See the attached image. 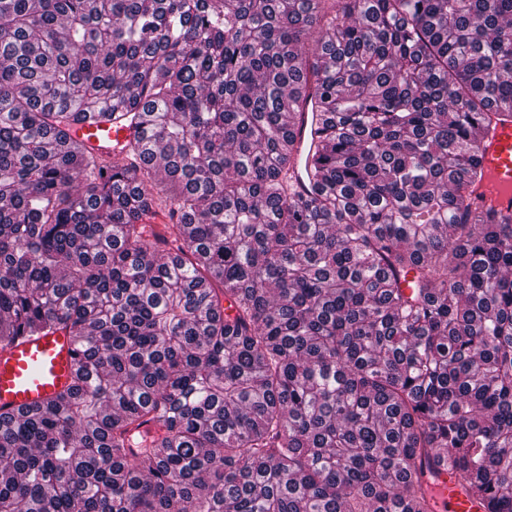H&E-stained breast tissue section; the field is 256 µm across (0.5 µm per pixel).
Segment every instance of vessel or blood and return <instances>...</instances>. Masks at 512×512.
<instances>
[{"label": "vessel or blood", "instance_id": "obj_1", "mask_svg": "<svg viewBox=\"0 0 512 512\" xmlns=\"http://www.w3.org/2000/svg\"><path fill=\"white\" fill-rule=\"evenodd\" d=\"M141 123L121 124L96 112H85L74 126V138L104 161L121 146L143 138ZM485 178L477 191L495 208L512 212V121L497 124L482 147ZM79 341L68 330L25 336L0 349V409L18 413L53 399L70 386ZM428 490L435 512H484L464 481L440 466Z\"/></svg>", "mask_w": 512, "mask_h": 512}]
</instances>
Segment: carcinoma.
Returning <instances> with one entry per match:
<instances>
[{
  "mask_svg": "<svg viewBox=\"0 0 512 512\" xmlns=\"http://www.w3.org/2000/svg\"><path fill=\"white\" fill-rule=\"evenodd\" d=\"M504 120L512 0H0V349L80 339L0 512H433L445 452L512 512ZM73 127L74 138L105 162L112 161L120 154V147L126 142L143 138L146 131L142 123L133 121L131 124H120L117 120H108L98 112L91 111H86ZM485 178L476 188L485 201L512 212V121L498 123L482 147Z\"/></svg>",
  "mask_w": 512,
  "mask_h": 512,
  "instance_id": "carcinoma-1",
  "label": "carcinoma"
}]
</instances>
